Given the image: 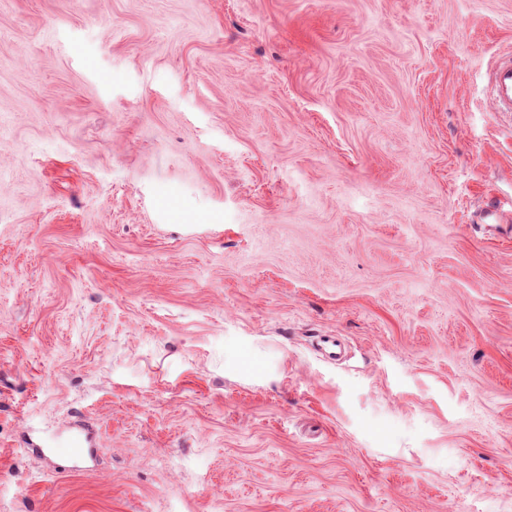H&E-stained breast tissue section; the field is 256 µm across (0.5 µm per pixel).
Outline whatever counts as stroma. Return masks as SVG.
<instances>
[{"instance_id":"1","label":"stroma","mask_w":512,"mask_h":512,"mask_svg":"<svg viewBox=\"0 0 512 512\" xmlns=\"http://www.w3.org/2000/svg\"><path fill=\"white\" fill-rule=\"evenodd\" d=\"M510 53L512 0H0V512H512ZM493 112H512V56L498 60L490 73ZM68 448H43L39 444L31 443L32 448L29 451L44 454L45 451H50L53 456H66L70 465L65 467V470L70 472L80 471L88 463L90 459L86 453L85 448H81V440L77 437L71 438L67 443Z\"/></svg>"}]
</instances>
